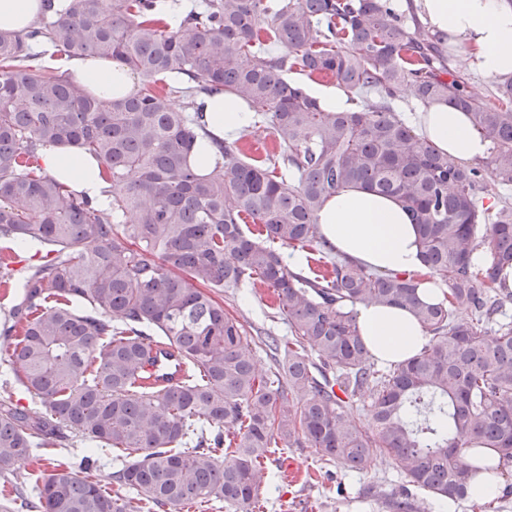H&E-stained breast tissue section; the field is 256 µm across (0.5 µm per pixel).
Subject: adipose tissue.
<instances>
[{
    "label": "adipose tissue",
    "instance_id": "adipose-tissue-1",
    "mask_svg": "<svg viewBox=\"0 0 512 512\" xmlns=\"http://www.w3.org/2000/svg\"><path fill=\"white\" fill-rule=\"evenodd\" d=\"M419 15L431 29L448 34L456 48L466 51L485 76H512V0H415ZM65 68L100 106L134 88L128 69L85 54ZM207 134L198 137L194 166L209 169L215 162L212 137L237 138L254 127V117L234 95L218 94L205 101ZM420 135L463 163L486 156V135L465 113L441 102L429 103L413 117ZM42 166L72 190L104 203L107 184L100 164L74 146H49L39 154ZM320 235L337 252L356 264L383 273L421 274L425 268L417 230L402 203L358 186L330 194L318 213ZM356 324L377 359L398 363L416 355L429 335L408 310L379 304L355 308Z\"/></svg>",
    "mask_w": 512,
    "mask_h": 512
}]
</instances>
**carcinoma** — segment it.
Wrapping results in <instances>:
<instances>
[{"instance_id":"1","label":"carcinoma","mask_w":512,"mask_h":512,"mask_svg":"<svg viewBox=\"0 0 512 512\" xmlns=\"http://www.w3.org/2000/svg\"><path fill=\"white\" fill-rule=\"evenodd\" d=\"M160 6L62 0L29 30L0 32V240L45 250L0 327L14 338L17 382L44 410L0 403V476L75 434L90 442L85 466H55L22 503L28 512H186L213 501L248 512L282 442L358 472L387 457L412 485L471 499L480 468L468 449L512 461V206L485 203L487 179L512 185V78L495 103L481 98L449 69L448 35L408 22L393 0H203L176 24ZM39 43L117 62L142 87L102 108L39 64ZM297 66L359 100L324 111L288 80ZM408 83L420 103L467 113L490 139L487 156L462 165L422 140L391 106ZM174 92L234 95L278 151L249 157L216 139L213 168L197 173L189 152L205 103L179 111ZM57 145L100 163L107 205L45 171L39 150ZM344 185L411 211L443 297L425 302L424 280L325 252L317 215ZM249 220L259 237L245 232ZM282 248L305 252L313 276L292 271ZM250 283L273 290L291 333L273 343L265 375L218 299ZM360 303L409 310L428 343L378 367L356 325ZM171 352L182 378L151 381L156 354ZM359 398L367 429L348 416ZM115 452L125 460L112 481L136 491L134 505L93 474V457ZM387 507L415 512L400 494Z\"/></svg>"}]
</instances>
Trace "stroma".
<instances>
[{
    "instance_id": "stroma-1",
    "label": "stroma",
    "mask_w": 512,
    "mask_h": 512,
    "mask_svg": "<svg viewBox=\"0 0 512 512\" xmlns=\"http://www.w3.org/2000/svg\"><path fill=\"white\" fill-rule=\"evenodd\" d=\"M223 300L226 311L238 318L250 334L259 373H267L273 360L261 341L262 333L269 332L283 340L288 337V326L274 313L269 291L228 288ZM86 448L82 438L76 436L65 447L37 450L13 475L0 477V488L6 490L5 495H0V506H7L9 512H22L19 497L32 496L36 485L55 464L79 466ZM288 459L294 460L298 468L297 478H290L282 466ZM395 492L408 493L418 512H438V499L409 485L389 459L374 458L366 472L356 473L322 463L311 449L294 445L272 455L262 477L260 497L264 512H387L384 497Z\"/></svg>"
}]
</instances>
